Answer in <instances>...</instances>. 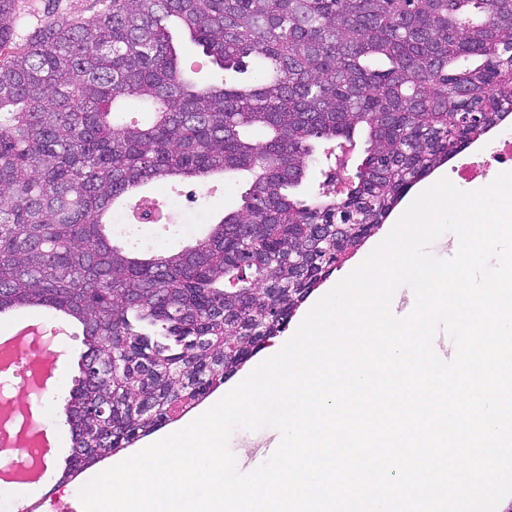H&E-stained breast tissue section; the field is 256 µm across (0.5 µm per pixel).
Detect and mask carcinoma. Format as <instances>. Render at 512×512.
Wrapping results in <instances>:
<instances>
[{"instance_id": "obj_1", "label": "carcinoma", "mask_w": 512, "mask_h": 512, "mask_svg": "<svg viewBox=\"0 0 512 512\" xmlns=\"http://www.w3.org/2000/svg\"><path fill=\"white\" fill-rule=\"evenodd\" d=\"M0 0V311L76 319L75 448L58 482L179 421L286 329L434 170L512 119V0H112L23 48ZM206 70L201 85L171 28ZM368 147L342 193L300 187L319 140ZM243 174L239 210L147 258L100 231L154 223L152 181Z\"/></svg>"}]
</instances>
